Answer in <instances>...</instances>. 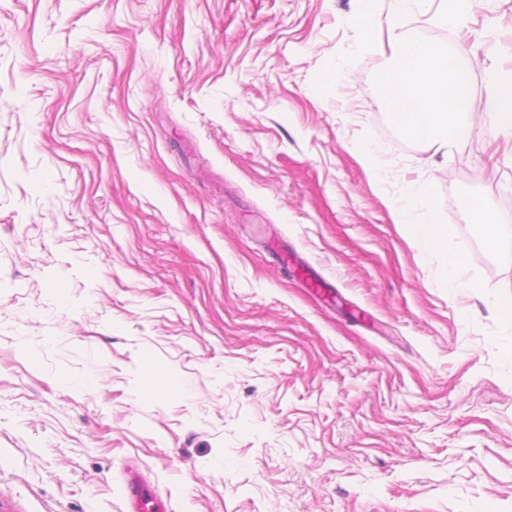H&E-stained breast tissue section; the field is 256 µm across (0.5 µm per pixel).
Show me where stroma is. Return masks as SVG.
<instances>
[{
	"instance_id": "obj_1",
	"label": "stroma",
	"mask_w": 512,
	"mask_h": 512,
	"mask_svg": "<svg viewBox=\"0 0 512 512\" xmlns=\"http://www.w3.org/2000/svg\"><path fill=\"white\" fill-rule=\"evenodd\" d=\"M361 7L0 0V512H125L130 460L165 512H512V261L461 206L512 227V0ZM397 15L463 54L447 148L386 108ZM419 183L452 294L397 221ZM489 85L487 113L499 130L512 135V73L491 74Z\"/></svg>"
}]
</instances>
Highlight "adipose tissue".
Segmentation results:
<instances>
[{"instance_id":"adipose-tissue-1","label":"adipose tissue","mask_w":512,"mask_h":512,"mask_svg":"<svg viewBox=\"0 0 512 512\" xmlns=\"http://www.w3.org/2000/svg\"><path fill=\"white\" fill-rule=\"evenodd\" d=\"M391 64L379 81L387 109L408 136L444 148L470 135L465 121L471 110V88L459 51L413 37L400 20L388 25ZM486 109L493 123L512 135V74L489 77ZM400 223L429 252L448 254L445 288H457L462 253L449 250L451 225L441 215L425 188L409 189L397 202Z\"/></svg>"}]
</instances>
